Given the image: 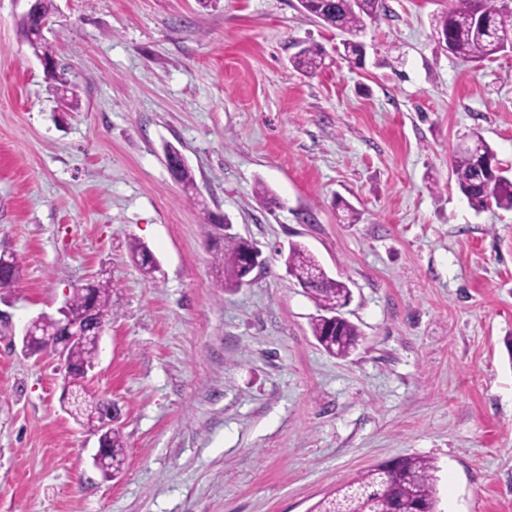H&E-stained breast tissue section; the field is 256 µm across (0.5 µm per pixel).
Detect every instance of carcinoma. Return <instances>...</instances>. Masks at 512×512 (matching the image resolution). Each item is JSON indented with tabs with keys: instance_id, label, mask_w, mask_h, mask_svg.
<instances>
[{
	"instance_id": "obj_1",
	"label": "carcinoma",
	"mask_w": 512,
	"mask_h": 512,
	"mask_svg": "<svg viewBox=\"0 0 512 512\" xmlns=\"http://www.w3.org/2000/svg\"><path fill=\"white\" fill-rule=\"evenodd\" d=\"M301 7L328 28L337 29L350 38L344 40L345 56L355 64L364 59V45L352 40L365 25L376 20L383 10V0H303ZM434 30L442 36V47L465 61L480 62L500 52H512V7L504 0H453V6L434 18ZM293 66L311 76L325 67L322 48L307 47L293 58ZM477 150L462 149L452 160V175L460 192L470 201L488 193L499 209L512 210V180L499 169L487 173L481 159H495L491 147L475 136ZM252 242L238 235L224 237V249L215 260L224 266V287H242L241 260ZM151 251L140 242L130 244V256L141 272L153 279L159 271L150 263ZM288 272L299 282H306L305 292L315 303L318 314L310 327L319 345L330 355L347 358L360 340V331L346 318L329 323L351 295L347 284L321 271V264L302 245L289 247L285 258ZM112 284L107 278L93 281V293H72L69 313L75 319L84 316L88 301L99 311L110 315ZM97 356L95 345L78 344L72 349L76 363H90ZM113 472L120 473L125 445L119 430L114 429L107 440ZM436 466L426 458L403 456L388 465H377L347 483L341 489L324 496L311 512H436L437 499L434 472Z\"/></svg>"
}]
</instances>
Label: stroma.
I'll return each mask as SVG.
<instances>
[{
    "label": "stroma",
    "instance_id": "obj_1",
    "mask_svg": "<svg viewBox=\"0 0 512 512\" xmlns=\"http://www.w3.org/2000/svg\"><path fill=\"white\" fill-rule=\"evenodd\" d=\"M385 6L355 64L299 0H54L72 101L22 37L26 0H0V253L22 264L0 289V512H310L400 456L435 463L438 512H512V211L451 173L477 134L512 177V52L443 50L449 0ZM315 44L330 61L302 76L290 59ZM217 217L261 252L232 290ZM294 242L352 291L347 358L311 334ZM100 276L87 388L120 408L113 479L58 362L21 352L27 321ZM151 251L142 243L133 241L130 244V256L141 272L151 279H155V273L159 268L155 264L150 263Z\"/></svg>",
    "mask_w": 512,
    "mask_h": 512
}]
</instances>
